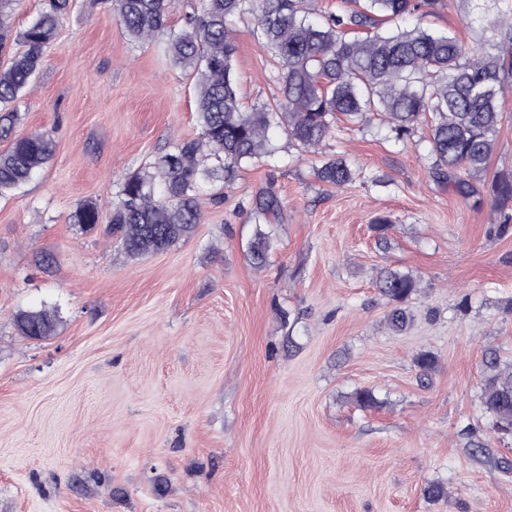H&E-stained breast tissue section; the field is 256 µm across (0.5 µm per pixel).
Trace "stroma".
<instances>
[{
  "label": "stroma",
  "instance_id": "35a3bbf8",
  "mask_svg": "<svg viewBox=\"0 0 512 512\" xmlns=\"http://www.w3.org/2000/svg\"><path fill=\"white\" fill-rule=\"evenodd\" d=\"M429 22L483 33L465 0ZM230 37L245 105L274 101L253 20ZM197 92L109 0H75L24 92L15 136L49 133L55 153L0 197V512H512V472L468 448L512 460L480 399L485 352L512 359V204L489 190L512 171V89L468 198L432 174L419 136L373 119L337 124L316 154L277 137V158L203 200L166 251L132 257L104 227L71 224L80 203L108 212L123 178L198 137ZM330 156L352 183L317 178ZM270 190L280 212L257 268L253 208ZM387 268L420 283L401 332L375 287ZM41 309L55 334H20L14 315ZM423 351L436 358L425 384ZM433 483L443 497L426 495Z\"/></svg>",
  "mask_w": 512,
  "mask_h": 512
}]
</instances>
